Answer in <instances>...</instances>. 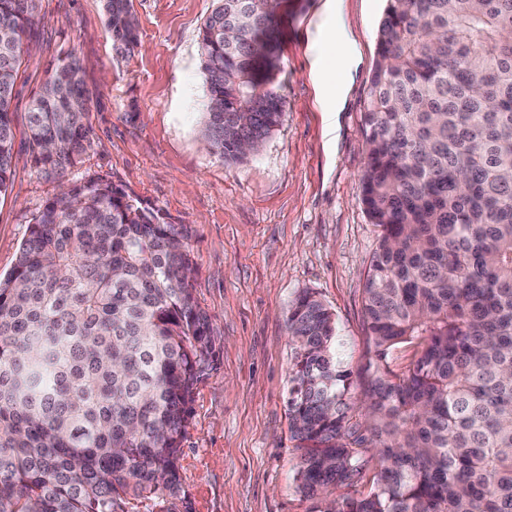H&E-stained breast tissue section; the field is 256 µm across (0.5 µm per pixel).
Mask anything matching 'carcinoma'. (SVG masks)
Listing matches in <instances>:
<instances>
[{
  "mask_svg": "<svg viewBox=\"0 0 512 512\" xmlns=\"http://www.w3.org/2000/svg\"><path fill=\"white\" fill-rule=\"evenodd\" d=\"M37 2L0 0V195ZM216 2L199 32L204 138L236 163L284 115L280 3ZM105 16L117 48L137 43L131 0H106ZM80 72L74 52L59 59L28 112L41 172L64 174L90 145ZM363 133L361 203L379 229L366 421H353L334 314L305 289L286 317L298 489L321 512H512V0H386ZM188 237L100 177L34 218L0 278V512H176L217 342Z\"/></svg>",
  "mask_w": 512,
  "mask_h": 512,
  "instance_id": "obj_1",
  "label": "carcinoma"
}]
</instances>
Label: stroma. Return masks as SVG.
I'll return each mask as SVG.
<instances>
[{
    "label": "stroma",
    "mask_w": 512,
    "mask_h": 512,
    "mask_svg": "<svg viewBox=\"0 0 512 512\" xmlns=\"http://www.w3.org/2000/svg\"><path fill=\"white\" fill-rule=\"evenodd\" d=\"M325 2L284 0L283 122L237 164L202 137L199 30L216 0H132L138 43L122 52L112 47L103 0H40L42 21L23 42L11 103L12 186L0 197V276L64 183L103 178L188 225L197 301L218 332L180 459L190 512H314L297 489L300 454L287 411L293 345L285 319L301 289L333 311L357 389L369 377L363 288L379 230L360 203L359 176L385 0H342L345 48L329 38ZM71 51L90 93L91 145L60 180L36 169L26 123L47 69ZM321 56L331 81L345 85L341 111L322 100L313 75Z\"/></svg>",
    "instance_id": "stroma-1"
}]
</instances>
